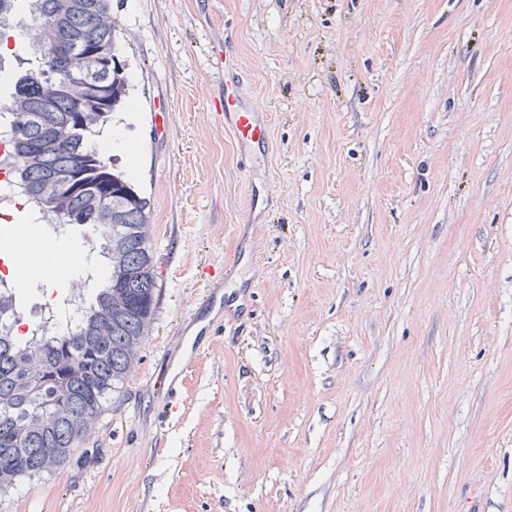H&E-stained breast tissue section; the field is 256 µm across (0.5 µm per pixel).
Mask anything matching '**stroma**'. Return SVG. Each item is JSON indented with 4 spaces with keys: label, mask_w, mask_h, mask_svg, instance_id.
<instances>
[{
    "label": "stroma",
    "mask_w": 512,
    "mask_h": 512,
    "mask_svg": "<svg viewBox=\"0 0 512 512\" xmlns=\"http://www.w3.org/2000/svg\"><path fill=\"white\" fill-rule=\"evenodd\" d=\"M112 12L159 301L85 441L0 512H512V0ZM219 38L268 155L210 109Z\"/></svg>",
    "instance_id": "1"
}]
</instances>
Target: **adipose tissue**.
Instances as JSON below:
<instances>
[{
    "instance_id": "obj_1",
    "label": "adipose tissue",
    "mask_w": 512,
    "mask_h": 512,
    "mask_svg": "<svg viewBox=\"0 0 512 512\" xmlns=\"http://www.w3.org/2000/svg\"><path fill=\"white\" fill-rule=\"evenodd\" d=\"M27 243L30 253L22 257L18 254L19 248L15 238H0V253L9 258L6 273L22 284H40L49 292L61 287L60 281L49 279L44 266L33 260L32 255L36 252L51 254L53 259L61 261L73 278L85 275L89 267L80 236L48 241L32 235L28 237Z\"/></svg>"
}]
</instances>
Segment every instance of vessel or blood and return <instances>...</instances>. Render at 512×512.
Returning <instances> with one entry per match:
<instances>
[{
    "mask_svg": "<svg viewBox=\"0 0 512 512\" xmlns=\"http://www.w3.org/2000/svg\"><path fill=\"white\" fill-rule=\"evenodd\" d=\"M212 57L224 77L223 102L219 109L224 114L225 122L230 125L242 145H252L262 151L268 150L269 140L265 123L259 118V109L255 103L243 95L232 47L228 43H221L213 48Z\"/></svg>",
    "mask_w": 512,
    "mask_h": 512,
    "instance_id": "obj_1",
    "label": "vessel or blood"
}]
</instances>
